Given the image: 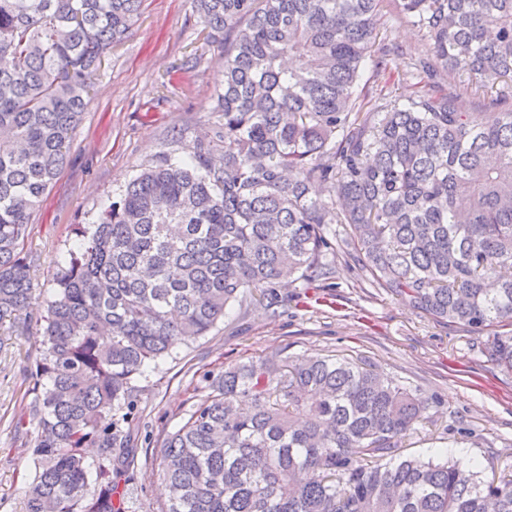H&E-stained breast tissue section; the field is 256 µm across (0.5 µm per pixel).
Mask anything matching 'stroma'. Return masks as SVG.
<instances>
[{
	"mask_svg": "<svg viewBox=\"0 0 512 512\" xmlns=\"http://www.w3.org/2000/svg\"><path fill=\"white\" fill-rule=\"evenodd\" d=\"M387 10L382 36L396 52L380 84L395 99L409 94L403 75L428 46L395 4ZM223 57L190 0H143L131 33L105 59L73 135L70 162L29 221L24 252L35 299L13 326L0 328V512L25 510L38 422L17 419L40 357L32 330L46 313L56 272L78 243L73 229L93 224L147 165L185 154L199 135L223 126L216 110ZM331 263L335 290L299 281L278 289L275 304H233L207 336L145 367L137 379L139 467L119 485L129 512H159L166 501L160 443L207 395L208 375L276 354H336L370 364L431 404L428 420L401 440L403 454L462 448L486 465V477L512 474V375L488 361L484 334L404 305L374 285L341 244Z\"/></svg>",
	"mask_w": 512,
	"mask_h": 512,
	"instance_id": "35a3bbf8",
	"label": "stroma"
}]
</instances>
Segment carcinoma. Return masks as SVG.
Here are the masks:
<instances>
[{"mask_svg":"<svg viewBox=\"0 0 512 512\" xmlns=\"http://www.w3.org/2000/svg\"><path fill=\"white\" fill-rule=\"evenodd\" d=\"M395 2L430 51L406 98L376 104L360 83L389 70L384 0H192L224 37V127L75 228L17 422L39 418L25 512H125L137 376L253 292L336 287L328 224L378 287L490 331L512 373V101L494 90L512 80V0ZM140 4L0 0V321L31 303L29 219ZM209 389L161 441V512H512V478L400 454L429 403L352 359L251 358Z\"/></svg>","mask_w":512,"mask_h":512,"instance_id":"carcinoma-1","label":"carcinoma"}]
</instances>
